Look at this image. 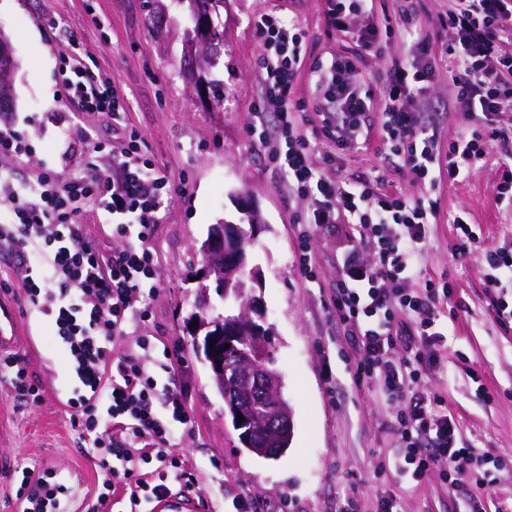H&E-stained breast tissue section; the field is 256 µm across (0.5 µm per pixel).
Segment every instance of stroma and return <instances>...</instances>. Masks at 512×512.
I'll list each match as a JSON object with an SVG mask.
<instances>
[{
	"label": "stroma",
	"instance_id": "35a3bbf8",
	"mask_svg": "<svg viewBox=\"0 0 512 512\" xmlns=\"http://www.w3.org/2000/svg\"><path fill=\"white\" fill-rule=\"evenodd\" d=\"M261 10L298 22L305 31L306 52L293 94L300 105H313L311 72L336 53L349 56L366 76L385 67L328 28L323 0H227L220 17L224 50L211 67L185 46L186 0H0V30L15 63L8 119L31 146L19 158L0 154V174L19 189L46 165L70 176L93 163L108 175L112 147L133 136L143 157L170 176L176 192L154 239L158 292L150 303L134 300L133 310L148 308L150 317L132 322L128 331L150 338L149 368L159 381L167 379L168 358L186 362L193 427L179 435L176 452L195 477L201 512H235L242 497L251 512H346L351 500L360 512H374L384 492L396 497L399 512H466V498L439 473L419 484L400 476L394 466L395 413L373 382L354 379L361 353L330 306L354 225L318 227L312 239L314 282L300 273L296 223L307 204L288 193L280 167L249 133L261 66L253 21ZM71 33L80 39L84 62L131 94L124 125L111 126L65 99L63 45ZM213 79L223 81L222 97L209 94ZM413 106L433 124L440 147L467 125L461 113L448 109L447 70L438 72ZM80 128L91 130L104 151L75 146ZM313 161L334 179L377 172L407 195L440 200L413 286L445 280L453 295L446 309L447 359L425 387L455 418L462 446L486 462L485 512H512V324L495 318L485 264L486 250L512 244V212L492 203L504 168L490 162L465 181L443 180L432 188L379 153L373 142L334 163L318 150ZM244 201L262 218L248 247L249 266L262 272L251 293L273 331V367L292 410V441L274 459L242 447L186 331L196 310L194 277L202 267L192 244L205 239L211 225L240 223ZM459 211L469 213L480 236L476 248L463 255L453 252L456 230L448 222ZM20 323L30 338L20 355L44 400L19 406L8 381L0 378V453L10 454L18 468L62 472L80 510L102 492L104 478L96 452L66 407V396L81 383L46 318L25 304Z\"/></svg>",
	"mask_w": 512,
	"mask_h": 512
}]
</instances>
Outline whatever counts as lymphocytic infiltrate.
Here are the masks:
<instances>
[{
    "label": "lymphocytic infiltrate",
    "instance_id": "lymphocytic-infiltrate-1",
    "mask_svg": "<svg viewBox=\"0 0 512 512\" xmlns=\"http://www.w3.org/2000/svg\"><path fill=\"white\" fill-rule=\"evenodd\" d=\"M368 2L324 0V15L330 27L380 55L386 48L376 28L357 25L369 13ZM439 26L435 36L419 30L418 61L392 60L376 97L348 57H331L312 72L319 108L308 113L292 98L304 36L296 24L259 13L254 31L262 50V87L252 135L278 161L289 192L308 201L307 217L298 226L306 279L314 277L316 227L356 225L358 239L343 257L331 303L337 317L352 324V340L362 351L355 376L376 381L389 404L398 407L401 473L418 483L436 471L460 487L476 473L473 457L457 444L454 418L424 388L428 375L443 364L439 307L452 290L431 282L418 291L410 287L429 240V219L440 204L386 190L379 174L329 178L312 161L320 144L341 154L375 136L382 153L433 186L444 176L463 181L490 160L512 159V143L500 126L502 115L512 112V0H451ZM437 38L445 45L453 107L466 118H483L480 128L449 142L444 164L434 130L411 105L437 74L429 59ZM62 86L82 110L121 125L127 96L93 70L73 69ZM369 111L379 114L377 129L363 121ZM173 190L169 176L132 143L113 154L107 177L91 169L64 179L48 167L26 191L0 181L9 202V220L0 224V251L27 270L26 300L50 321L82 384L67 405L73 425L98 451L106 488L88 512H107L122 496L135 502L162 495L188 477L174 450L179 429L192 424L185 369L170 368L167 384L161 385L146 367V337H137L122 353L112 348L127 336L132 315L148 317L147 309L132 311L131 302L135 295L157 292L151 241ZM86 205L110 220L117 242L111 251H100L87 239L78 220ZM363 249L371 253V264L361 261ZM399 311L405 320L396 319ZM58 490L46 474L26 470L16 494L24 498L26 512H63Z\"/></svg>",
    "mask_w": 512,
    "mask_h": 512
}]
</instances>
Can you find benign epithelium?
Returning <instances> with one entry per match:
<instances>
[{
    "label": "benign epithelium",
    "instance_id": "7a95c632",
    "mask_svg": "<svg viewBox=\"0 0 512 512\" xmlns=\"http://www.w3.org/2000/svg\"><path fill=\"white\" fill-rule=\"evenodd\" d=\"M245 211L251 230L244 233L236 224H215L197 247L202 256L201 278L211 280L220 296L230 292L233 276L246 264L243 239L257 227L255 212ZM188 331L204 355L212 379L222 391L232 421L243 415L242 424L250 426L241 435L244 448L259 457L283 452L273 440L292 436L289 406L279 393L281 379L272 368L270 331L264 325L256 299L247 295L241 314L236 318H217L195 313L188 321ZM215 345H209V341Z\"/></svg>",
    "mask_w": 512,
    "mask_h": 512
}]
</instances>
